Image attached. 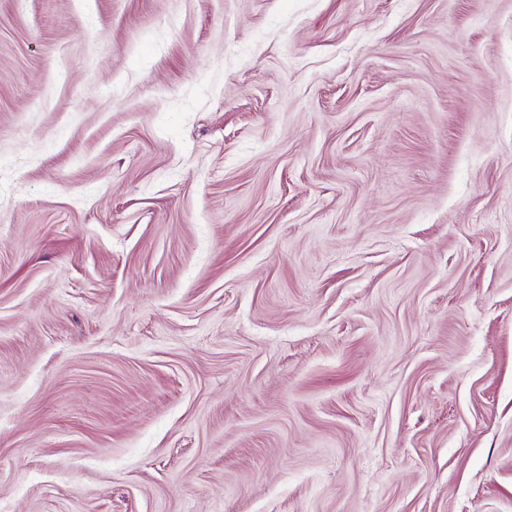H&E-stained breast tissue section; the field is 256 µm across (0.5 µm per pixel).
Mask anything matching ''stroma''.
<instances>
[{
	"label": "stroma",
	"instance_id": "stroma-1",
	"mask_svg": "<svg viewBox=\"0 0 512 512\" xmlns=\"http://www.w3.org/2000/svg\"><path fill=\"white\" fill-rule=\"evenodd\" d=\"M0 512H512V0H0Z\"/></svg>",
	"mask_w": 512,
	"mask_h": 512
}]
</instances>
